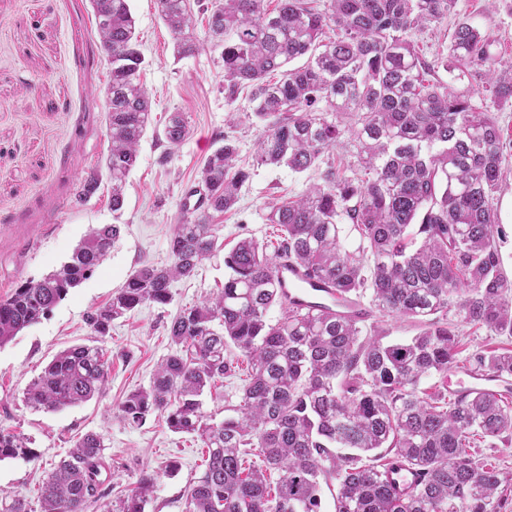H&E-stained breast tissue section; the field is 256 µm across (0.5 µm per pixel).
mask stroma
Listing matches in <instances>:
<instances>
[{
    "mask_svg": "<svg viewBox=\"0 0 512 512\" xmlns=\"http://www.w3.org/2000/svg\"><path fill=\"white\" fill-rule=\"evenodd\" d=\"M144 56L141 80L152 104L151 124L131 170L120 217H113L109 186L83 205L74 194L81 178L103 161L110 148L105 88L109 66L101 51L90 0H0V297L15 286L38 280L68 261L91 228L119 223L121 234L94 274L39 322L0 346V426L29 437L36 459L0 461V494L24 497L38 508L42 479L75 441L88 432L103 436L112 475L108 499L119 503L141 471L160 474L144 512H183L186 491L204 469L207 453L199 440L171 432L162 418L133 426L119 406L137 388L148 386L157 365L172 351L169 325L180 310L215 296L224 286V256L204 260L196 275L171 284L170 304L145 305L115 320L104 342L110 372L106 392L61 410L27 407L28 384L58 352L92 343L84 323L143 265L163 267L168 241L181 217V203L194 185L205 157L236 139L240 163L251 172L236 207L215 215L225 248L241 238L276 240L265 217L272 204L303 193L320 173H295L255 162L264 131L241 90L234 103L224 97L221 52L206 44L179 59L156 0H130ZM472 19L495 40L503 63H512V0H457L443 22L414 34L419 52L432 63L431 80L451 85L441 58L448 54L458 20ZM183 113L190 134L171 159H164L163 130L171 113ZM462 361L447 378L427 377L420 389L440 384L456 389L468 357L478 350L507 346L486 328L462 326ZM178 461L176 477L164 465Z\"/></svg>",
    "mask_w": 512,
    "mask_h": 512,
    "instance_id": "stroma-1",
    "label": "stroma"
}]
</instances>
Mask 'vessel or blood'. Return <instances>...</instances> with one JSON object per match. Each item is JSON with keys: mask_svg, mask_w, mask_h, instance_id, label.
Returning <instances> with one entry per match:
<instances>
[{"mask_svg": "<svg viewBox=\"0 0 512 512\" xmlns=\"http://www.w3.org/2000/svg\"><path fill=\"white\" fill-rule=\"evenodd\" d=\"M277 276L295 305L304 310H317L330 307L339 313L364 322L370 319V309L358 299H338L332 289L319 279L310 278L297 267L278 262ZM460 389L464 392L484 391L498 393L500 383L497 378L478 371H467L459 379Z\"/></svg>", "mask_w": 512, "mask_h": 512, "instance_id": "obj_1", "label": "vessel or blood"}]
</instances>
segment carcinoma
Masks as SVG:
<instances>
[{
	"mask_svg": "<svg viewBox=\"0 0 512 512\" xmlns=\"http://www.w3.org/2000/svg\"><path fill=\"white\" fill-rule=\"evenodd\" d=\"M179 58L203 47L190 0H157ZM219 0L207 38L222 48L224 93L232 103L250 89L254 116L265 123L256 163L303 173L348 133L357 143L360 176L329 165L322 182L274 204L266 221L279 232L274 253L245 237L224 255V288L170 324L174 351L149 386L122 401L126 421L166 415L175 433L207 449L205 469L190 485L184 512H323L322 484L337 485L334 512H508L512 475L476 460L487 440L512 436V405L483 391H418L429 376L458 368L461 322L512 339V280L499 250L494 197L504 181L505 142L481 91L512 103V64L472 21L457 22L450 71L468 83L457 92L431 83V64L412 35L448 18L456 0ZM100 46L110 66L105 160L113 215L124 207L127 177L150 123L140 81L142 53L128 0H91ZM335 27L331 38L325 29ZM301 67L291 63L301 57ZM281 72L276 81L267 79ZM189 135L180 112L164 128L170 158ZM236 142L224 138L204 161L198 182L206 200L182 208L170 237L172 262L143 265L105 305L86 313L93 335L146 304L165 306L171 283L195 275L219 247L212 213L239 201L249 173ZM101 174L80 182L75 202L89 201ZM358 246L350 250L339 219ZM120 236L117 224L94 228L60 269L18 284L0 298V346L38 322L90 277ZM289 260L342 299L370 295L382 315L423 325L413 337L384 342L332 308L302 310L288 300L276 264ZM282 313L271 321L269 310ZM472 365L512 378V349L477 352ZM247 364L232 414L217 423L203 410L205 389ZM108 364L100 345L58 353L28 386V407L56 410L100 397ZM31 439L0 427V461L37 458ZM103 437H80L43 481L40 512H87L107 496ZM420 472L407 492L392 484L396 468ZM158 473L141 471L119 512H144ZM0 512H32L18 495H1Z\"/></svg>",
	"mask_w": 512,
	"mask_h": 512,
	"instance_id": "cac0c4a2",
	"label": "carcinoma"
}]
</instances>
